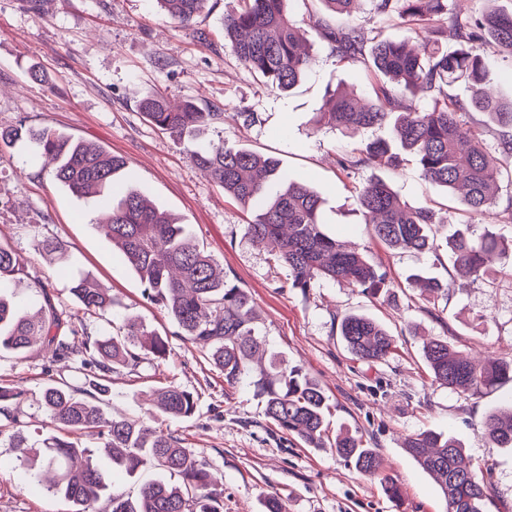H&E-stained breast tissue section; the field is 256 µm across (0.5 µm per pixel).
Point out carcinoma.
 Listing matches in <instances>:
<instances>
[{"mask_svg":"<svg viewBox=\"0 0 512 512\" xmlns=\"http://www.w3.org/2000/svg\"><path fill=\"white\" fill-rule=\"evenodd\" d=\"M168 16L185 27L192 26L206 8L207 0H157ZM239 11L224 16V39L237 60L264 83L287 91L313 64L301 30L287 15V0H241ZM335 14L350 15L362 0H322ZM378 15L396 14L415 25L420 41L411 44L377 33L371 46L358 30L339 32L329 25L319 31L341 60L368 61L382 80L375 84L370 102L360 106L338 91L328 99L334 126L351 135L360 129L393 125L395 141L376 139L361 145L354 155L338 164L348 170L376 161L394 167L399 151L415 154L424 179L446 189L466 188L461 204L481 214L492 202V186L502 177L512 180V140L498 147L487 145L462 119L464 107L448 100V85L468 81L480 86L470 108L492 120L512 126V101L505 103L482 87L487 80L481 51L489 46L512 63V9H493L481 17L461 16L449 8L451 0H371ZM460 44L450 54L448 41ZM431 96L423 111L401 105L406 94ZM139 110L156 127L178 139L200 138L207 127L224 118L222 112H204L186 101L172 104L152 93L139 101ZM19 142L34 145L55 162L52 177L80 196H97L112 186L113 176L125 167L123 159L99 145L66 136L49 126L22 124L0 128V148ZM196 163L212 181L243 205L264 195L257 174L284 184L248 225L249 234L267 244L277 261L288 266L291 287L306 292L317 279L345 281L367 291L386 284L387 274L361 253L328 235L320 220L322 200L309 186L288 180L279 161L247 149L215 145L195 153ZM363 223L372 235L391 250L437 251L446 247L454 277L484 282L491 256L501 242L486 231L476 234L465 224L440 241L433 212L402 201L379 178L370 179L357 195ZM103 224L112 245L145 284L148 297L161 304L185 339L210 348L213 364L232 387L245 367L265 353L264 340L249 327L250 297L214 271L205 253L185 225L148 204L129 190L112 202ZM41 250L52 263L69 256L67 242L45 239ZM25 271L21 256L0 243V351L22 354L41 345L55 361L74 360L93 388L89 397L47 383L41 404L49 423L71 432L89 433L103 444L112 465L132 474L158 466L182 480L176 486L165 481L142 486L139 497L129 501L112 497L111 512H224L222 476L204 460L193 457L181 439L143 420L115 417L104 410L109 392L105 381L115 367L136 368L147 356L162 359L167 342L135 320L116 333L92 335L84 328V315L112 309V295L88 278L75 281L70 293L78 303L73 310H58L45 298L39 316L28 315L20 302L7 295L8 283ZM339 335L350 352L366 362L382 361L393 351V338L382 324L363 314H349L338 324ZM424 359L433 380L462 394H475L512 382V360L486 358L477 363L461 355L443 338L424 346ZM264 415L279 430L298 438L310 448L330 447L354 465L373 475L379 459L353 435L339 433L325 440L327 399L316 379L298 368H288L276 357L260 368ZM23 392L0 384V417L17 427L10 445L17 459H30L32 446L21 429L18 405ZM197 399L170 384L158 392V407L167 416L191 417ZM491 447L512 448V410L492 414L484 423ZM42 467L52 473L48 487L75 506V512H93L105 492V477L89 451L64 437L43 440ZM403 448L435 482L446 512H486L491 483L478 476L462 445L452 435L431 430L404 439Z\"/></svg>","mask_w":512,"mask_h":512,"instance_id":"obj_1","label":"carcinoma"}]
</instances>
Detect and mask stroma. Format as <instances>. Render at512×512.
<instances>
[{
  "instance_id": "stroma-1",
  "label": "stroma",
  "mask_w": 512,
  "mask_h": 512,
  "mask_svg": "<svg viewBox=\"0 0 512 512\" xmlns=\"http://www.w3.org/2000/svg\"><path fill=\"white\" fill-rule=\"evenodd\" d=\"M239 7V0H209L187 28L155 0H44L39 10L27 0H0V127L49 125L122 157L126 166L114 176L115 185L136 189L186 224L217 267L249 294L252 325L269 352L321 383L329 431L348 432L376 451L380 477L361 475L331 449L307 447L271 425L255 366H248L235 387H226L208 351L178 336L167 312L147 298L143 283L105 236L101 197L74 195L22 144L0 151V241L25 259L47 292L24 285L17 298L35 309L47 299L73 307L71 279L87 274L118 301L111 316H86L88 332L131 318L161 335L168 345L165 358L112 372L106 410L113 416H146L154 391L171 383L197 395L192 417L161 414L155 425L179 436L185 448L222 474L224 512H263L262 503L272 494L286 512H445L436 484L402 446L404 437L425 429L452 433L476 468H491L488 512H512V450L490 447L483 428L489 413L512 401V384L460 395L432 381L423 356L424 342L441 337L477 359L512 360V253L495 257L487 282L461 283L436 297L419 280H448L447 250L387 249L361 224L355 204L358 188L378 177L409 204L432 208L438 236L472 224L508 243L512 183L501 180L490 211L477 215L424 180L413 156L396 168L369 162L340 169L338 158L351 154L355 140L320 119L325 94L339 87L368 99L375 77L364 63L339 61L320 39V24L357 27L369 38L380 31L395 40L414 37L413 26L367 5L335 16L322 0H289L290 18L304 33L315 63L297 86L280 91L245 69L224 39V15ZM155 91L174 102L193 100L224 118L197 141L177 140L137 107ZM474 94L464 82L448 87L449 99L466 105L464 120L488 145L512 139L511 126L469 110ZM243 112L257 113V122L243 124ZM211 143L279 160L289 179L321 196L325 231L386 271L389 286L375 294L334 281L305 292L290 288L287 267L247 232L256 207L226 196L196 164L194 150ZM53 237L68 242V262L48 264L39 252V242ZM350 313L374 318L392 335L394 350L385 360L367 363L348 350L332 322ZM51 379L82 383L73 362L53 361L42 347L21 355L0 353V383L24 391L20 409L35 443L51 432L37 403ZM11 431L8 424L0 428V512H74L71 502L17 461L8 446ZM384 475L400 485L399 499L384 493Z\"/></svg>"
}]
</instances>
